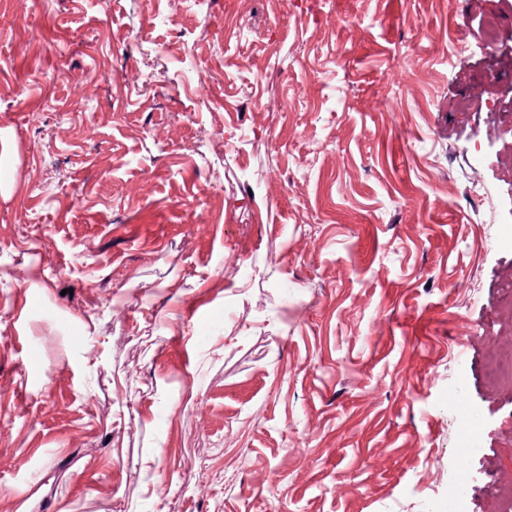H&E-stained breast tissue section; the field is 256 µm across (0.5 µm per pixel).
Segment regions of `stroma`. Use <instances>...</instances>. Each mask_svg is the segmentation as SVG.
Masks as SVG:
<instances>
[{"label":"stroma","instance_id":"obj_1","mask_svg":"<svg viewBox=\"0 0 512 512\" xmlns=\"http://www.w3.org/2000/svg\"><path fill=\"white\" fill-rule=\"evenodd\" d=\"M497 357L512 0H0V512H503Z\"/></svg>","mask_w":512,"mask_h":512}]
</instances>
